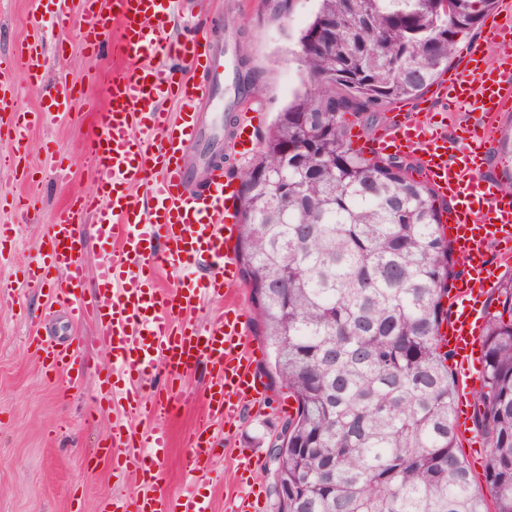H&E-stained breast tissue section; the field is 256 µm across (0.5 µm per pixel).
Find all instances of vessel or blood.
I'll return each instance as SVG.
<instances>
[{
	"label": "vessel or blood",
	"instance_id": "vessel-or-blood-1",
	"mask_svg": "<svg viewBox=\"0 0 512 512\" xmlns=\"http://www.w3.org/2000/svg\"><path fill=\"white\" fill-rule=\"evenodd\" d=\"M179 6L180 0H112L106 12L102 0H56L60 31L79 34L88 49L106 52L116 65L91 152L98 187L107 198H80L61 209L23 277L29 286H50L73 320L98 325V341L112 354L101 395L120 396L130 413L170 418L183 397L177 384L198 366L206 367L210 379L200 394L204 412L185 440L187 472L195 483L215 454V425L233 426L243 408L264 406L268 385L257 371L258 348L239 311L226 310L207 327L192 320L204 299L223 297L238 285L232 242L240 214L235 180L219 165L200 173L189 169L186 154L220 139L245 156L254 140L247 105H240L227 125L212 108L225 68L204 33L177 43L165 40ZM111 26L120 33L108 42L104 34ZM510 41L512 19L490 16L480 44L438 85L443 104L472 114L456 136L403 119L362 145L363 154L371 157L415 158L427 183L449 201L444 230L465 268L440 334L466 392L481 373L479 332L498 265L512 261V195L497 188L488 169L495 123L500 113L512 109V55L491 64L483 50L486 44ZM23 62L32 88L43 92L40 111H15L11 81L0 70V128H6L18 149L43 113L66 111L77 85L73 79L43 85L51 62L38 45H27ZM185 65L208 73V81H191L181 71ZM169 99L177 100V114L164 111L162 104ZM143 183L150 186L153 206H145L136 191ZM88 232L106 243L97 257L98 288L91 298L84 293L82 257ZM161 269L179 274V288H158ZM28 339L41 353L46 372L66 375L74 383L83 379L89 366L81 344H55L35 330ZM168 445L165 432L140 437L113 425L104 458L113 475L142 471L143 490L133 498L105 501L101 512H210L209 500L195 487L175 501L156 494L158 477L146 472L144 464L149 452Z\"/></svg>",
	"mask_w": 512,
	"mask_h": 512
}]
</instances>
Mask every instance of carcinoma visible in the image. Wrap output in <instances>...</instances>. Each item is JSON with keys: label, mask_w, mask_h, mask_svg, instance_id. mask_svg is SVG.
<instances>
[{"label": "carcinoma", "mask_w": 512, "mask_h": 512, "mask_svg": "<svg viewBox=\"0 0 512 512\" xmlns=\"http://www.w3.org/2000/svg\"><path fill=\"white\" fill-rule=\"evenodd\" d=\"M497 0H319L299 39L310 88L237 174L235 251L256 293L264 374L296 414L272 444L276 512H512V275L487 302L472 421L484 486L457 453L460 388L439 341L464 259L446 207L341 115L431 86Z\"/></svg>", "instance_id": "obj_1"}]
</instances>
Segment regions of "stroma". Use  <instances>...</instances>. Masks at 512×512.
<instances>
[{"label": "stroma", "instance_id": "1", "mask_svg": "<svg viewBox=\"0 0 512 512\" xmlns=\"http://www.w3.org/2000/svg\"><path fill=\"white\" fill-rule=\"evenodd\" d=\"M317 8V0H183L165 36L183 40L202 30L211 49L231 64L247 60L256 81L238 94L226 81L217 103L221 112L235 111L245 99L259 113L257 136H264L306 79L299 62V37ZM59 36L44 0H0V69H6L17 89L15 105L29 111L40 98L30 89L28 73L18 59L20 44L42 43L52 49ZM113 64L86 52L77 36L64 44L62 58L52 60L51 75L77 79L78 87L67 112L53 114L35 126L28 138L27 158L19 160L9 140L0 141V225L17 224V243L0 254V286L11 287L15 306L0 309V512H98L102 501L116 495L132 497L141 490L139 475L114 477L102 460V448L113 424L141 432L151 421L128 414L123 400L96 401L102 370L109 354L96 341L95 325L71 321L63 308L49 304L47 288L28 287L21 269L38 253L46 224L71 197L94 193L96 183L88 157L95 129V106L105 99ZM69 164L68 184L52 176L51 157ZM25 162V176L15 173ZM32 203L38 220L19 224V206ZM56 343L81 340L90 369L79 383L45 373L41 360L25 344L29 319ZM287 389L271 385L262 413L246 412L236 428L219 432V445L210 470L198 488L211 502L212 512H227L228 501L244 488L239 457H254L252 478L274 512L268 449L283 416L279 410ZM204 409L202 399L183 403L163 427L170 436L165 453L149 458L148 466L161 475L158 492L177 497L185 485L187 450L184 438Z\"/></svg>", "mask_w": 512, "mask_h": 512}]
</instances>
